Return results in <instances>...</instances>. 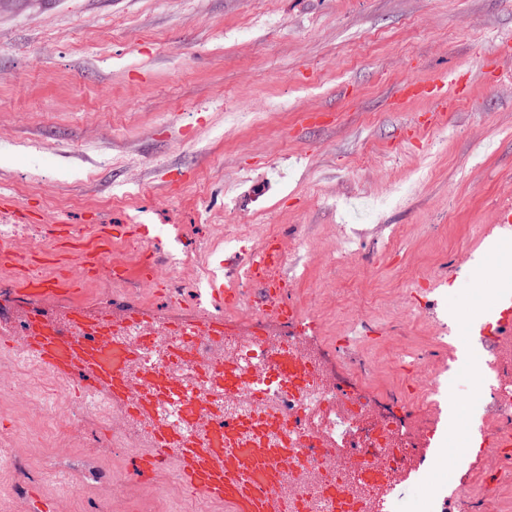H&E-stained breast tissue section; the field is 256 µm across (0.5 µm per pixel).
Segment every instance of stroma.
<instances>
[{"mask_svg": "<svg viewBox=\"0 0 512 512\" xmlns=\"http://www.w3.org/2000/svg\"><path fill=\"white\" fill-rule=\"evenodd\" d=\"M508 37L512 0H0V194L88 236L101 224L168 229L160 265L189 258L178 302L141 288L138 256L124 280L102 268L42 300L43 314L79 305L171 327L203 316L194 291L232 253L272 229L301 240L279 273L314 312L308 345L420 447L392 478L394 512H431L449 475L441 459L460 445L457 477L485 484L492 512H512V488L486 485L501 461L479 452L481 411L445 403L435 418L412 403L425 359L451 358L449 388L471 387L485 356L473 317L495 289L468 272L512 265V243L486 250L512 209V55L494 53ZM451 69L464 92L443 119L404 95ZM228 226L241 237L232 250ZM29 309L0 269V322L20 328ZM442 336L462 342L450 350ZM21 377L36 396H0V450L33 472L54 458L58 479L42 488L59 512H227L131 476L149 439L113 447L96 419L47 431L43 394L66 417L74 387L0 350V383Z\"/></svg>", "mask_w": 512, "mask_h": 512, "instance_id": "obj_1", "label": "stroma"}]
</instances>
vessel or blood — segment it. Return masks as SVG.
<instances>
[{
    "label": "vessel or blood",
    "instance_id": "obj_1",
    "mask_svg": "<svg viewBox=\"0 0 512 512\" xmlns=\"http://www.w3.org/2000/svg\"><path fill=\"white\" fill-rule=\"evenodd\" d=\"M459 86L458 72L442 75L431 84H411L414 94L432 99L447 107L449 90ZM43 247L32 250L26 258L9 248L0 247V268L21 270L19 291L35 303L47 295L70 293L79 285L67 274L30 276L31 266L59 263L60 241L71 243L70 255L82 273L97 274L119 236L140 234L129 224H103L90 237H72L64 225L50 221L40 224ZM279 250L278 240H270L263 252L251 263L260 268L258 300L265 313L284 321L298 315L290 301L283 277L271 268ZM116 323L109 315L88 316L83 309L72 308L66 324L47 319L38 309H31L18 350L34 362L71 383L83 394H106L113 402L126 403L129 415L149 422L150 449L141 455L132 470L134 476L146 477L175 463L186 492L223 502L228 512H307V500L281 487L287 468H300L304 451L312 440L294 430L286 413L264 406L259 417L246 423L230 424L210 415L207 406L190 390L175 380L167 367L149 372L144 391L128 398L129 373L138 363L142 347L117 337ZM180 338L172 345L169 357L174 362H198L203 349L224 339V321L219 317H202L179 325ZM275 365L286 381L294 383L305 377L308 366L288 346L275 351ZM161 398H174L184 415L200 427L196 434L182 435L167 421L155 417L153 409ZM320 490L329 501L347 499L348 493L335 469H325Z\"/></svg>",
    "mask_w": 512,
    "mask_h": 512
}]
</instances>
